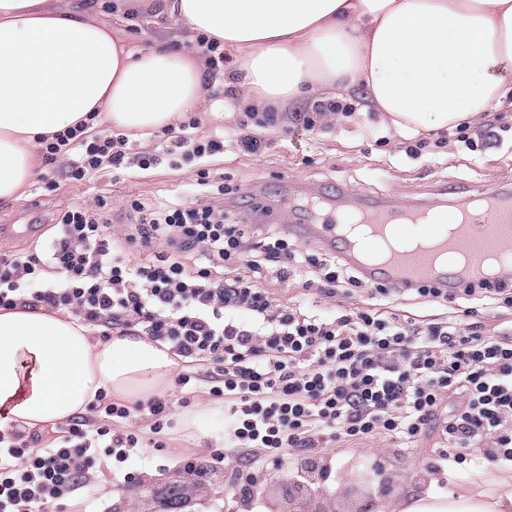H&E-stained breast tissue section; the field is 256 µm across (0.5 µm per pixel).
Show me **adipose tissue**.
Here are the masks:
<instances>
[{
    "label": "adipose tissue",
    "instance_id": "1",
    "mask_svg": "<svg viewBox=\"0 0 512 512\" xmlns=\"http://www.w3.org/2000/svg\"><path fill=\"white\" fill-rule=\"evenodd\" d=\"M148 42L121 0L65 11L0 0V201L25 200L44 137L103 126L143 139L190 112L212 123L361 93L396 135L481 123L512 93V0H149ZM224 42V69L187 50ZM227 94L210 97L207 80ZM177 363L138 336L95 337L67 311L0 308V430L56 426L98 391L135 401ZM372 512H512V466L447 487L428 477Z\"/></svg>",
    "mask_w": 512,
    "mask_h": 512
}]
</instances>
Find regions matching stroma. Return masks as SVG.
Masks as SVG:
<instances>
[{
	"label": "stroma",
	"mask_w": 512,
	"mask_h": 512,
	"mask_svg": "<svg viewBox=\"0 0 512 512\" xmlns=\"http://www.w3.org/2000/svg\"><path fill=\"white\" fill-rule=\"evenodd\" d=\"M344 101L355 106L354 117L337 115L321 121L311 136L302 129L310 105L290 104L288 120L278 119L257 129V136L267 143L264 152L249 154L233 149L216 159L214 166L223 172L224 184L231 189L224 197L230 221L256 224L264 231L278 225L318 224L322 221L318 197L339 191L353 200L366 197L448 207L453 200L452 194L445 191L449 185L468 189L475 184L495 183L507 190L512 188L511 105L497 110L502 124L509 127L503 141L488 140L479 151L472 152L457 142L453 131L441 130L430 136L431 142L439 146L437 155L416 158L409 152V140L385 128L379 113L365 111L360 93H350ZM64 169L60 162L47 169L49 180L57 185L50 196L32 190L21 204L0 202V225L38 227L37 232L27 235L1 236L0 256L39 251L56 233L53 212L77 204L91 205L100 197L108 203L110 233L123 237L134 221L129 211L132 200L155 205L167 202L181 196L194 179L190 168L173 170L161 166L147 174L128 172L115 176L105 170L93 179L75 182L65 178ZM246 183L252 186L249 198L236 200L234 188ZM164 394L178 404L167 448L128 463L127 470L132 474L128 481L112 478L111 461L102 458L101 473L93 489L96 512H152L165 483L173 481L180 482L188 495L196 496L197 512H239L238 486L247 482L249 475L275 479L295 471L301 460L310 457L307 452L295 451L277 462L260 456L243 466L231 455L223 464H209L210 450L224 444L223 413L202 418L200 428L191 429L184 425L188 408L208 404V397H195L185 408L179 404L178 388L167 386ZM436 440L437 435L432 432L417 447L403 450L378 438L354 447H328L313 457L327 467L329 487H348L353 475L380 462L397 489L421 484L431 469ZM187 455L196 456L197 466L205 469L208 494L197 495L195 477L182 464Z\"/></svg>",
	"instance_id": "1"
}]
</instances>
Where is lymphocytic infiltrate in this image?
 <instances>
[{"instance_id": "f902f5d3", "label": "lymphocytic infiltrate", "mask_w": 512, "mask_h": 512, "mask_svg": "<svg viewBox=\"0 0 512 512\" xmlns=\"http://www.w3.org/2000/svg\"><path fill=\"white\" fill-rule=\"evenodd\" d=\"M228 147L256 153L263 142L250 133H200L193 115L163 129L147 152L112 130L90 139L72 129L53 135L44 161L65 157L67 179L193 164L195 198L132 200L135 222L120 242L104 232V199L57 213V232L40 252L0 260V307L65 309L86 325L168 343L183 365L175 384L223 405L224 437L244 461L254 449L278 458L376 438L408 450L454 395L459 406L442 422L434 469L462 463V448L512 463V337L487 335L482 321L485 310L512 306V285L416 288L424 301L457 306L456 316L424 324L380 310L396 295L383 285L328 315L282 305L261 279L296 280L332 298L365 286L364 278L335 254L294 247L287 234L227 223L208 164ZM155 244L161 252L132 262L131 249ZM93 409L96 419L75 415L49 442L19 424L0 431V512L68 499L89 486L100 456L125 463L141 440L133 417L149 421L151 446L163 450L175 413L161 395L129 403L104 391Z\"/></svg>"}]
</instances>
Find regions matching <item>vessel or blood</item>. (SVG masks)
<instances>
[{
  "label": "vessel or blood",
  "instance_id": "obj_1",
  "mask_svg": "<svg viewBox=\"0 0 512 512\" xmlns=\"http://www.w3.org/2000/svg\"><path fill=\"white\" fill-rule=\"evenodd\" d=\"M328 204L331 220L295 224L292 232L335 250L372 283L398 289L452 287L482 278L489 255H512V194L498 186L457 195L453 210L462 220L451 236L441 225L426 222L425 208L380 203L374 234L353 241L344 225L347 218L362 217V204H349L341 194Z\"/></svg>",
  "mask_w": 512,
  "mask_h": 512
}]
</instances>
